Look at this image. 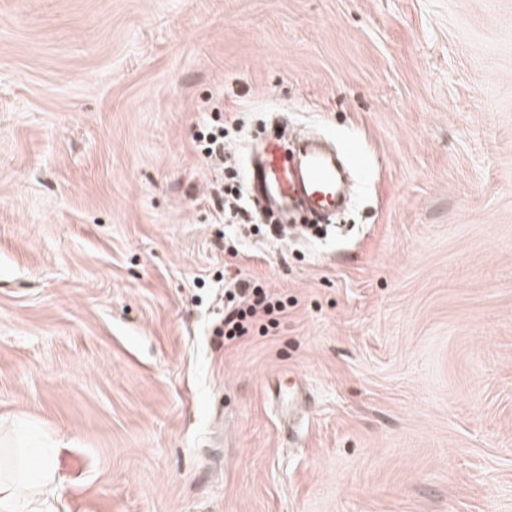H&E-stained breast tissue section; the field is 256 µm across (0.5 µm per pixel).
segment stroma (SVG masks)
Listing matches in <instances>:
<instances>
[{
	"mask_svg": "<svg viewBox=\"0 0 512 512\" xmlns=\"http://www.w3.org/2000/svg\"><path fill=\"white\" fill-rule=\"evenodd\" d=\"M218 113L359 141L343 234L226 241ZM224 271L268 333L225 342ZM20 424L47 512H512V0H0ZM240 128L238 123L233 127L219 120L216 123L205 124L200 127L195 142L198 143L197 148L203 154L205 161H224L225 169L231 171L232 154L227 147L230 142L228 137L231 130L239 132Z\"/></svg>",
	"mask_w": 512,
	"mask_h": 512,
	"instance_id": "1",
	"label": "stroma"
}]
</instances>
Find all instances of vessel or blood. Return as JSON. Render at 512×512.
Returning <instances> with one entry per match:
<instances>
[{
	"label": "vessel or blood",
	"instance_id": "obj_1",
	"mask_svg": "<svg viewBox=\"0 0 512 512\" xmlns=\"http://www.w3.org/2000/svg\"><path fill=\"white\" fill-rule=\"evenodd\" d=\"M360 169L362 154L355 144H348L344 159L325 151L318 143L304 146L300 156L290 155L278 138L268 136L259 156L250 158L247 176L252 196L266 208L285 211L304 204L311 217L335 207L341 166Z\"/></svg>",
	"mask_w": 512,
	"mask_h": 512
}]
</instances>
